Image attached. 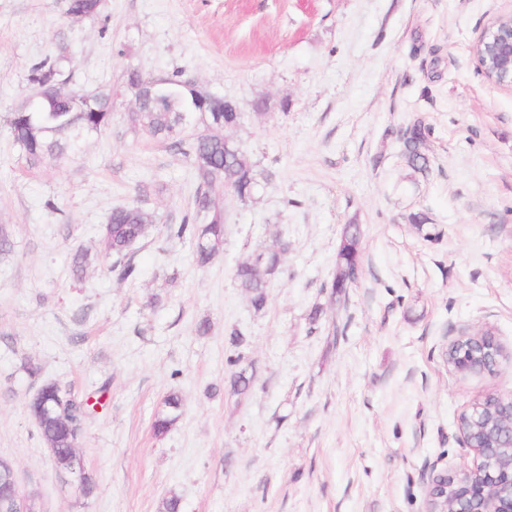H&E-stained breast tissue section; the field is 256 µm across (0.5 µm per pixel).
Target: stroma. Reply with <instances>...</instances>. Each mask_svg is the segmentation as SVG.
Masks as SVG:
<instances>
[{
    "mask_svg": "<svg viewBox=\"0 0 512 512\" xmlns=\"http://www.w3.org/2000/svg\"><path fill=\"white\" fill-rule=\"evenodd\" d=\"M508 12L512 0H103L76 21L62 0H0V460L21 494L41 512H163L172 491L181 512H425L432 465L472 460L460 412L512 393V361L466 375L445 362L451 340L483 330L512 349V91L471 51ZM57 55L72 85L116 89L112 124L33 165L6 120L34 92L32 66ZM133 69L240 108L225 134L259 186L254 202L226 197L209 265L166 235L189 210L191 161L131 129ZM419 120L424 171L402 145ZM134 201L155 222L123 280L101 237ZM348 224L362 272L335 293ZM279 238L289 249L257 311L235 270ZM234 328L242 394L227 385ZM49 381L90 403L77 455L91 496L30 414ZM172 391L183 412L155 436Z\"/></svg>",
    "mask_w": 512,
    "mask_h": 512,
    "instance_id": "1",
    "label": "stroma"
}]
</instances>
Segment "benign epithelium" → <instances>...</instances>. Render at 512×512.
<instances>
[{
  "instance_id": "7a95c632",
  "label": "benign epithelium",
  "mask_w": 512,
  "mask_h": 512,
  "mask_svg": "<svg viewBox=\"0 0 512 512\" xmlns=\"http://www.w3.org/2000/svg\"><path fill=\"white\" fill-rule=\"evenodd\" d=\"M475 45L485 48L486 57L478 63L489 65L491 73L486 79L511 90L512 23L501 25L499 18L492 19ZM448 352L452 354L448 367L461 374H493L502 361L512 359V350L505 351L488 331L453 339ZM489 400L499 406L506 420L493 434L475 443L464 421L478 415ZM458 429L463 445L473 453V463L452 474L432 476L431 506L426 512H512V459L502 461L504 452L512 453V394L485 395L460 413Z\"/></svg>"
}]
</instances>
